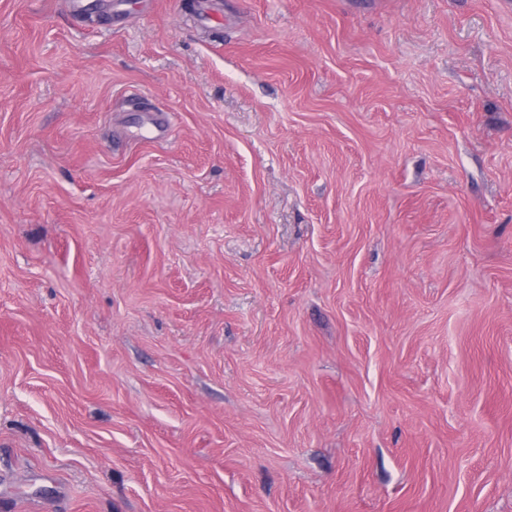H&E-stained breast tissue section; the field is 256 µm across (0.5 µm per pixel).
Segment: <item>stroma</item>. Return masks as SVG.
<instances>
[{
	"label": "stroma",
	"mask_w": 512,
	"mask_h": 512,
	"mask_svg": "<svg viewBox=\"0 0 512 512\" xmlns=\"http://www.w3.org/2000/svg\"><path fill=\"white\" fill-rule=\"evenodd\" d=\"M0 0V512H512V0Z\"/></svg>",
	"instance_id": "obj_1"
}]
</instances>
